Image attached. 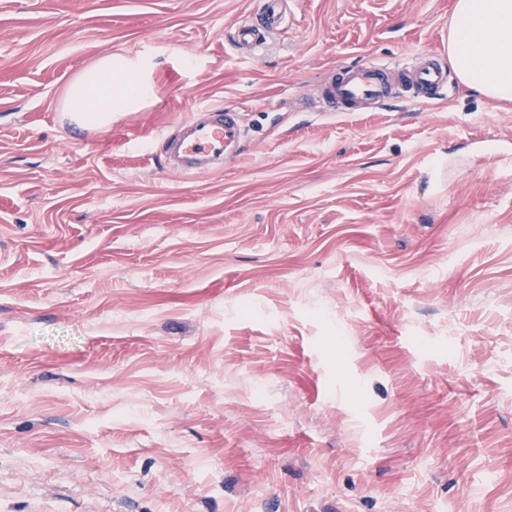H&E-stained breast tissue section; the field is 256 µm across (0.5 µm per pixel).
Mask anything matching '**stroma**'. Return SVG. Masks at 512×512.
I'll return each instance as SVG.
<instances>
[{
  "label": "stroma",
  "mask_w": 512,
  "mask_h": 512,
  "mask_svg": "<svg viewBox=\"0 0 512 512\" xmlns=\"http://www.w3.org/2000/svg\"><path fill=\"white\" fill-rule=\"evenodd\" d=\"M454 0H0V512H512V103L375 112ZM151 100L60 114L103 57ZM201 105L223 171L163 170ZM283 0H258L254 12L242 19L232 33V42L253 51L277 35L285 20ZM448 88V70L432 55L408 65L386 66L379 61L333 75L320 87L321 98L334 112H369L395 91L426 97ZM245 129L238 113L221 106L205 107L163 135L161 154L170 170L196 177L223 171L240 154Z\"/></svg>",
  "instance_id": "1"
}]
</instances>
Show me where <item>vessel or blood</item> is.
Wrapping results in <instances>:
<instances>
[{
  "instance_id": "vessel-or-blood-1",
  "label": "vessel or blood",
  "mask_w": 512,
  "mask_h": 512,
  "mask_svg": "<svg viewBox=\"0 0 512 512\" xmlns=\"http://www.w3.org/2000/svg\"><path fill=\"white\" fill-rule=\"evenodd\" d=\"M285 20L284 0H257L254 12L232 33L234 44L258 50L277 35ZM448 87V70L425 55L407 65L374 61L332 76L320 87L322 99L336 112H368L403 90L418 97ZM245 130L236 111L211 106L193 112L163 135L161 153L170 170L189 177L222 171L240 154Z\"/></svg>"
}]
</instances>
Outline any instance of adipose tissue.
<instances>
[{"label": "adipose tissue", "instance_id": "1", "mask_svg": "<svg viewBox=\"0 0 512 512\" xmlns=\"http://www.w3.org/2000/svg\"><path fill=\"white\" fill-rule=\"evenodd\" d=\"M448 57L469 89L511 102L512 0H456L448 28ZM152 95L136 69L113 68L106 57L71 85L68 106L102 124L109 121L114 106Z\"/></svg>", "mask_w": 512, "mask_h": 512}]
</instances>
